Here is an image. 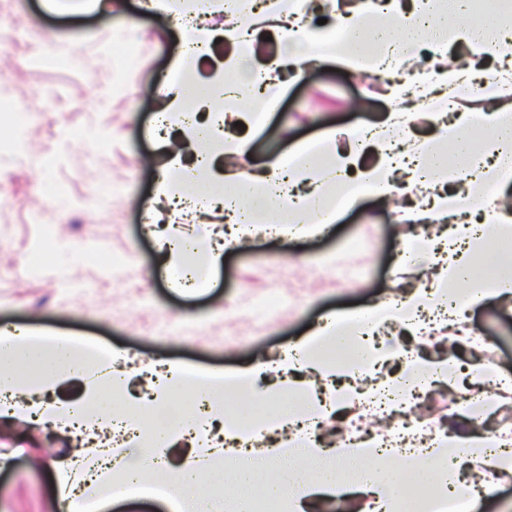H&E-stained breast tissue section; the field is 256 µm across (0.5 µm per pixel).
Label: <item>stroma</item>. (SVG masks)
Here are the masks:
<instances>
[{"mask_svg":"<svg viewBox=\"0 0 512 512\" xmlns=\"http://www.w3.org/2000/svg\"><path fill=\"white\" fill-rule=\"evenodd\" d=\"M144 0L94 8L88 0H0V325L64 332L192 369L236 370L272 360L319 317L364 307L391 290V271L410 232L388 205L365 199L330 233L273 244L255 237L226 252L200 288H171L154 232L171 224L156 200L158 165L182 129H155L169 96L163 84L181 34ZM382 86L325 63L285 83L263 125L228 124L247 140L251 165L343 124L382 121ZM360 270L353 281L341 268ZM283 299L255 323L259 299ZM480 349H448L459 370L482 358L512 377V298L469 312ZM45 426L0 425V512H58L54 464L66 447Z\"/></svg>","mask_w":512,"mask_h":512,"instance_id":"1","label":"stroma"}]
</instances>
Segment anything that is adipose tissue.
Here are the masks:
<instances>
[{"label":"adipose tissue","instance_id":"ef3b65f1","mask_svg":"<svg viewBox=\"0 0 512 512\" xmlns=\"http://www.w3.org/2000/svg\"><path fill=\"white\" fill-rule=\"evenodd\" d=\"M236 0H225L224 13L236 17L224 35L236 47L214 74L225 99L248 102V122L281 89L280 69L291 65L295 77L307 66L327 60L348 72L381 79L428 47L436 68L415 72L409 85L390 93L391 110L377 125H348L303 145L285 156L270 158L263 167L249 165L217 173L213 153L201 151L195 167L183 166L170 154L160 169L158 194L175 215L198 209L220 212L225 228L219 240L207 242L209 261L218 264L227 244L247 242L257 234L273 237L314 235L333 224L339 213L366 198L400 199L395 223L414 225L397 262L398 269L419 264L432 268L428 282L379 298L369 305L330 313L308 336L282 352L276 363L258 360L233 373L194 374L175 362H149L153 378L147 394L131 395L124 375L114 366L124 355L78 337L42 335L18 328L0 331V421L25 419L53 428L80 441L57 462V494L63 512H103L106 506L135 496L161 495L172 512H222L198 470L174 465L169 451L178 442L200 449L221 464L232 465L242 490L251 487L256 461L246 448L248 436L263 431L274 459L306 458L312 478L273 470L264 492L282 498L287 512H305L319 496L339 497L350 490L365 495L375 512H395L402 494L400 472L384 468L393 458L423 469L435 493L432 512H447L448 484L460 478L469 463L483 473L512 472V448L477 428L435 431L424 447H401L367 437L332 448L320 447L311 433L351 408L368 405L391 385L426 388L454 383L456 366L448 358L426 360L381 340L389 325L411 335L427 336L454 327L468 311L512 294V280L470 276L474 258L487 247L486 228L499 239L512 238V69L475 71L449 60L447 46L461 42L472 58L486 53L512 57V41L491 42L489 27L512 26V12L503 10L473 19L471 0H426L419 12H407L400 0H363L351 15L333 10L334 22L307 31L297 21V0H253L250 15L237 16ZM274 22L284 45L282 55L269 58L258 73L242 71L251 46L253 17ZM430 122L437 139L417 140L411 128ZM190 142H217L225 158L248 153L246 141L225 134L218 123H186ZM373 164H363L365 154ZM223 183L224 190L193 200L188 183L197 176ZM288 206L292 221L278 224L274 213ZM361 342V354L342 359L334 348ZM400 361L396 381L380 379V367ZM281 372L268 383L271 369ZM193 376L199 401L179 406L177 396L186 376ZM82 379L81 396L56 402L35 401L30 391L51 392L61 383ZM230 391L250 394L254 412L241 422L224 408ZM293 445L281 447L284 434ZM369 462L357 487L336 471L337 463ZM164 472L165 489L152 485Z\"/></svg>","mask_w":512,"mask_h":512}]
</instances>
